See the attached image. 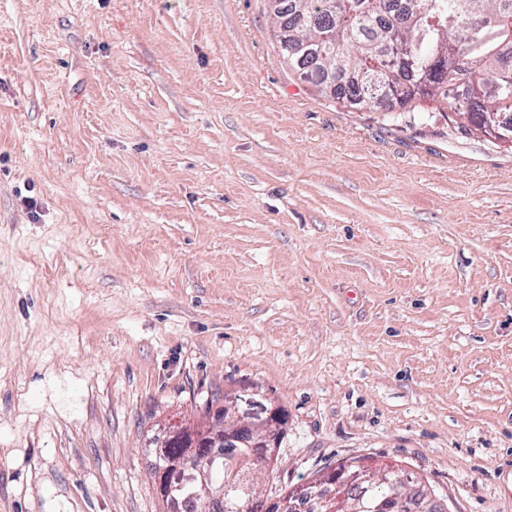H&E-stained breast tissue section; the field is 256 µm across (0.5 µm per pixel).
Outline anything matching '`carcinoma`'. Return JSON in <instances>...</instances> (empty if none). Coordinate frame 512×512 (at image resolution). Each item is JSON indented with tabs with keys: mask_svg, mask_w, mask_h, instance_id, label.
<instances>
[{
	"mask_svg": "<svg viewBox=\"0 0 512 512\" xmlns=\"http://www.w3.org/2000/svg\"><path fill=\"white\" fill-rule=\"evenodd\" d=\"M316 2L281 0V19L299 48L288 65L322 96L374 112H412L428 101L465 134L481 131L483 119L500 124L512 112V84L496 77L501 64L512 68V0H336L349 24L297 25ZM437 55L442 69L426 73ZM378 70L383 84L376 89L366 78ZM394 477L414 487L415 510L395 502L389 512H433L414 474L399 468ZM343 492L350 505L390 494L381 484Z\"/></svg>",
	"mask_w": 512,
	"mask_h": 512,
	"instance_id": "1",
	"label": "carcinoma"
}]
</instances>
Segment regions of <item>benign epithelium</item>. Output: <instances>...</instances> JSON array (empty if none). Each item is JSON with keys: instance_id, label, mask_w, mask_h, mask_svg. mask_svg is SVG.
Listing matches in <instances>:
<instances>
[{"instance_id": "1", "label": "benign epithelium", "mask_w": 512, "mask_h": 512, "mask_svg": "<svg viewBox=\"0 0 512 512\" xmlns=\"http://www.w3.org/2000/svg\"><path fill=\"white\" fill-rule=\"evenodd\" d=\"M231 421L224 430L211 427L201 431L167 429L158 447L167 443L181 442L191 445L188 456L166 463L154 473L156 492L169 506L168 512H184L186 501L172 495L173 485H190L197 489L196 495L206 499V512H300L302 505L310 503L322 512H340L344 508L342 496L335 494L330 486L336 484V469L323 471L318 481L297 486L271 502L251 483L248 473L240 471V464L224 468L222 448H260L264 460L257 462L268 467L277 456L283 431L284 416L277 407L267 410V417L260 421L247 420L239 415L236 402L224 405L212 417ZM226 472L222 481L213 475ZM348 481H369L378 476L385 479L387 472H376L372 468L343 471Z\"/></svg>"}]
</instances>
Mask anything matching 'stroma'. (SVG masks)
Masks as SVG:
<instances>
[{"label": "stroma", "instance_id": "stroma-1", "mask_svg": "<svg viewBox=\"0 0 512 512\" xmlns=\"http://www.w3.org/2000/svg\"><path fill=\"white\" fill-rule=\"evenodd\" d=\"M280 407L512 512V148L321 97L269 0H0V512H167L169 426Z\"/></svg>", "mask_w": 512, "mask_h": 512}]
</instances>
